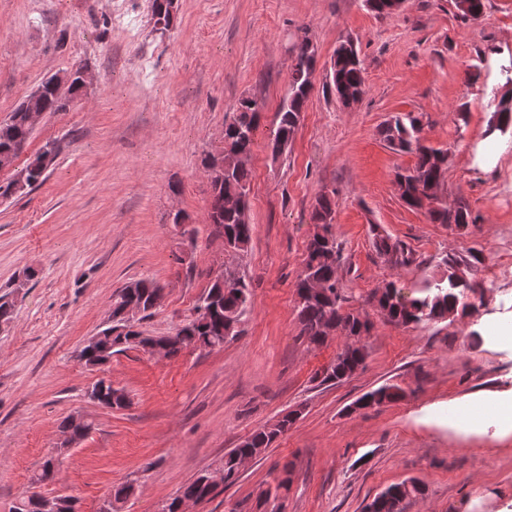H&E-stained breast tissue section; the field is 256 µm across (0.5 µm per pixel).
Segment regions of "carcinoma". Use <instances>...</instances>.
I'll use <instances>...</instances> for the list:
<instances>
[{
	"label": "carcinoma",
	"mask_w": 512,
	"mask_h": 512,
	"mask_svg": "<svg viewBox=\"0 0 512 512\" xmlns=\"http://www.w3.org/2000/svg\"><path fill=\"white\" fill-rule=\"evenodd\" d=\"M316 58L309 40H304L298 47L297 57L291 69L290 79L293 87L282 100L276 112V128L273 131L271 147L281 152L294 136L301 111L306 107L310 88L305 85L307 76L315 71ZM324 89L340 99L349 91L365 93L362 62L358 52L344 54L336 49V69ZM42 111L59 112L66 109L49 84H44L43 93L34 103ZM491 115L488 119L486 134H512V93L505 92L500 98L491 102ZM28 101H23L11 113L8 120L0 123V156L11 154L16 146L26 143L31 137L28 125ZM259 105L255 101L243 98L239 101L236 112L229 122L224 124V148L218 153L209 152L202 158L205 168L224 161V180L211 186L208 219L212 230L224 229V251L241 255L247 251L251 241V225L247 214V195L250 186L251 171L248 167L234 161L237 154L252 152L255 132L258 128ZM422 123L417 116L395 115L381 127L380 135L387 145L402 153L415 156L410 175L399 173L395 184L400 198L413 208L427 196L435 185L443 182L448 164V153L442 149L422 144ZM55 161L45 162L44 151L37 152L28 162V190L41 185L47 178L49 169ZM334 210V203L325 194L317 197L311 213V223L315 231L311 235L304 260L303 271L296 284L297 318L301 336L310 345L320 346L325 343L324 336L333 331L335 334L362 339L355 347L347 342L337 352L329 366L315 374L314 380L319 384H335L353 376L364 364L367 351L363 342L370 335L373 323L368 316L358 310H346L343 304L348 301L346 288L340 278L338 268L322 261L325 253L330 252L341 259V245L333 233V225L323 223V214ZM428 219L433 224H453L465 228L473 223L469 207L465 204L448 205L441 200L429 211ZM373 245L377 254L388 262L405 264L411 261V253L403 244L372 226ZM478 256L470 254L466 258L458 254H446L441 257L438 266L444 267L441 279L428 286L423 295L412 297L401 292L395 283L384 285L381 295L371 294L370 301L374 308L384 315L388 322L403 327H416L420 324L451 322L457 310L467 304L463 298L468 294L482 295L484 289L474 279L475 262ZM158 285L152 281L137 280L121 288L112 299V325L102 329L104 340L92 348L80 351L85 364L99 366L107 363L115 352L126 348L139 347L145 343L155 342L168 350L171 358L178 356L186 348L214 350L225 343V331L235 328L240 334V327L248 312L250 291L246 281L233 271L224 273V284L213 282L201 295L194 312L206 307L208 314L204 317H191L182 325L172 341L166 336H145L129 323L126 309L129 306L140 309V318L153 314ZM97 402L111 410L127 407L128 396L124 389L105 384L100 379L92 387ZM404 391L396 385H382L363 394L352 405L356 411L393 403L400 399ZM301 413L291 409L274 423L255 430L245 437L237 447L224 454L221 467L224 468V485L230 486L239 478L237 460L241 457L257 458L270 448L276 439L288 432L300 418ZM292 471L285 467L267 483L251 506L244 508L237 505L238 512H285V501ZM135 492L130 482L117 486L111 494V512H116L117 504L125 501ZM424 494L423 486L416 480L412 485L401 481L388 486L376 495L366 506V512H405L407 501ZM216 495L200 475L183 486L180 492L166 501L161 512H178L183 498L208 501ZM45 495L33 493L23 497L13 506L14 512H42V499Z\"/></svg>",
	"instance_id": "cac0c4a2"
}]
</instances>
